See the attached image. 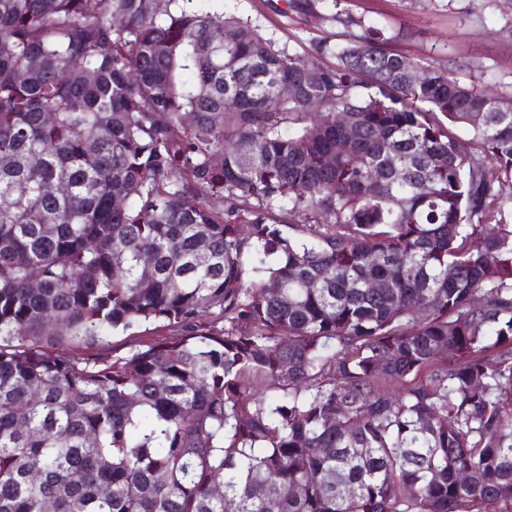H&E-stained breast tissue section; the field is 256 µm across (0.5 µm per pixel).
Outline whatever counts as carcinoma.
Wrapping results in <instances>:
<instances>
[{"mask_svg":"<svg viewBox=\"0 0 512 512\" xmlns=\"http://www.w3.org/2000/svg\"><path fill=\"white\" fill-rule=\"evenodd\" d=\"M185 2L0 0V512H512V96ZM149 331L146 333L144 331V327L142 328H134L127 331H118L114 332L107 338L109 351L113 352V354H125L130 348L139 340L146 339L147 337L157 338L160 335H166L169 333L168 330L164 329H153L154 326L148 327Z\"/></svg>","mask_w":512,"mask_h":512,"instance_id":"obj_1","label":"carcinoma"}]
</instances>
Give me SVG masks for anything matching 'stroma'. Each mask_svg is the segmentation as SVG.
Returning <instances> with one entry per match:
<instances>
[{
	"label": "stroma",
	"instance_id": "1",
	"mask_svg": "<svg viewBox=\"0 0 512 512\" xmlns=\"http://www.w3.org/2000/svg\"><path fill=\"white\" fill-rule=\"evenodd\" d=\"M290 52L311 51L336 24L287 10L284 0H223ZM344 8L396 34L397 49L436 58L464 81L512 95V0H344Z\"/></svg>",
	"mask_w": 512,
	"mask_h": 512
}]
</instances>
